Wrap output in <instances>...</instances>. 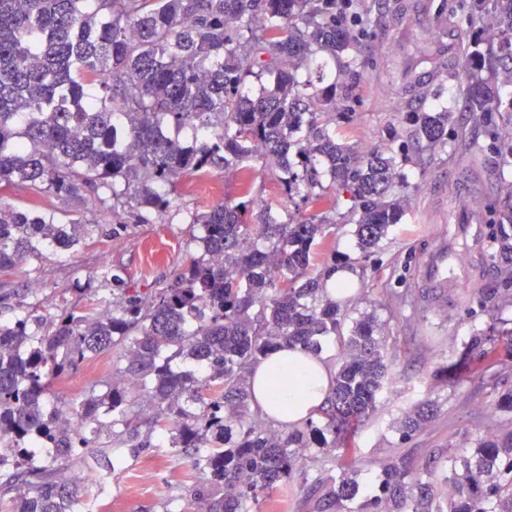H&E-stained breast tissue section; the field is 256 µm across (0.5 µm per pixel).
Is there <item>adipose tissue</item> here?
<instances>
[{"mask_svg":"<svg viewBox=\"0 0 512 512\" xmlns=\"http://www.w3.org/2000/svg\"><path fill=\"white\" fill-rule=\"evenodd\" d=\"M333 377L327 355L280 348L250 371L252 407L272 427L303 424L318 415Z\"/></svg>","mask_w":512,"mask_h":512,"instance_id":"ef3b65f1","label":"adipose tissue"}]
</instances>
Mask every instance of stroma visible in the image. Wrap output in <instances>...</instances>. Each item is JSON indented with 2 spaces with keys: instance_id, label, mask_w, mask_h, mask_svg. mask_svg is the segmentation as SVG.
<instances>
[{
  "instance_id": "stroma-1",
  "label": "stroma",
  "mask_w": 512,
  "mask_h": 512,
  "mask_svg": "<svg viewBox=\"0 0 512 512\" xmlns=\"http://www.w3.org/2000/svg\"><path fill=\"white\" fill-rule=\"evenodd\" d=\"M357 3L366 28L353 54L364 66L356 97L336 128L344 141L361 149L389 146L407 157L396 170L406 197L404 217L372 253L353 295L341 301L357 315L373 317L386 341L388 373L378 408L355 439L357 480L365 496L373 487L372 462H385L398 452L421 469L471 447L486 430L512 432V417L493 414L495 392L479 377L451 386L434 374L493 318L512 320V305L497 311L483 298L512 289V279L483 259L492 241L493 216L512 199V158L501 155L494 143L498 135L512 132V112L492 113L484 122L467 112L452 113L447 147L430 150L412 136L410 116L434 103L436 95L455 97L464 77L460 40L484 32L482 24L471 21L472 0ZM469 182L479 191L466 202L460 187ZM237 194L236 177L229 171L182 182L168 213L154 223L116 225L111 211L91 201L77 205L25 187L7 191L1 199L14 208L51 212L65 222L87 220L99 230L74 248L47 250L12 274L0 275V321L13 320L14 296L30 284L36 290L27 293L29 309L45 319L65 308L102 312L99 273L106 267L120 271L126 288L151 295L201 257L192 216ZM443 234L458 252L452 262L455 275L476 294L468 298L454 288L444 306L434 308L419 297L416 267L431 238ZM111 374L107 353L87 362L56 391L63 399L80 401L91 394L94 382ZM427 399L437 402L438 415L411 438H401L399 419ZM195 483L187 458L164 447L146 448L127 457L124 469L112 477L107 498L112 512H183Z\"/></svg>"
}]
</instances>
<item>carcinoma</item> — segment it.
<instances>
[{
	"label": "carcinoma",
	"mask_w": 512,
	"mask_h": 512,
	"mask_svg": "<svg viewBox=\"0 0 512 512\" xmlns=\"http://www.w3.org/2000/svg\"><path fill=\"white\" fill-rule=\"evenodd\" d=\"M488 10L497 13L498 37L468 45L458 90L478 120L502 106L478 71L490 60L512 72V0H473V17ZM355 40L336 0H0L1 190L93 198L120 225L129 215L150 224L166 213L185 178L231 168L242 192L193 220L207 258L150 297L105 268L109 314L65 310L49 322L28 314L0 323V503L11 512H74L77 486L61 473L77 463L75 451L114 473L124 469L120 447L135 455L155 431L192 460L202 512H248V503L306 483L305 462L321 469L332 454H349L377 410L387 364L374 320L344 336L347 314L327 295L336 271L330 212L336 196L349 195L343 223L364 258L405 213L398 152L360 156L336 135V111L349 107L354 87L336 93L320 54L340 58ZM302 68L315 75L298 79ZM454 109L440 100L414 113V136L431 149L447 145ZM249 158L276 166L282 199L250 198ZM98 228L0 202V273ZM491 260L512 263V211L498 224ZM332 336L342 354L323 421L268 428L250 412L248 369L283 345L318 352ZM502 344L512 358V328L496 321L435 373L454 383L475 366L496 368ZM108 352L151 413L136 410V396L115 382L102 398L59 400L58 379ZM436 412L429 401L407 413L402 435ZM100 414L112 428L111 452L99 446ZM376 470L374 493L361 501L352 459L307 496L317 512H512L511 434L489 431L434 470L413 472L399 454Z\"/></svg>",
	"instance_id": "obj_1"
}]
</instances>
